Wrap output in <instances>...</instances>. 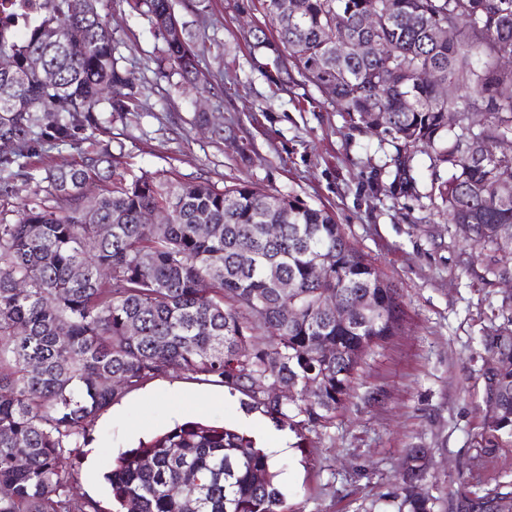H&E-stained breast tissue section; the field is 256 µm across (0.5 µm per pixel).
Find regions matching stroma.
I'll use <instances>...</instances> for the list:
<instances>
[{
    "label": "stroma",
    "mask_w": 512,
    "mask_h": 512,
    "mask_svg": "<svg viewBox=\"0 0 512 512\" xmlns=\"http://www.w3.org/2000/svg\"><path fill=\"white\" fill-rule=\"evenodd\" d=\"M174 8L206 47L194 90L155 74L164 44L149 17L130 13L124 0L103 9L124 65L142 84L143 109L109 116L100 147L126 172L218 188L251 183L326 208L402 304L398 330L364 356L353 398L312 455L296 447L280 457V488L293 512H397L400 464L412 446L434 449L432 492L447 502L460 485L512 479V448L490 457L474 448L493 365L485 340L512 336V263L468 240L431 200L447 169L431 171L420 149L417 195L393 196L388 136L356 127L299 75L276 85L250 35L269 22L250 0H174ZM216 126L223 136L213 134ZM372 391L377 401L368 400ZM193 419L255 436L275 428L260 412H245L223 384L175 371L99 416L75 462V493L109 507L103 475L112 453Z\"/></svg>",
    "instance_id": "35a3bbf8"
}]
</instances>
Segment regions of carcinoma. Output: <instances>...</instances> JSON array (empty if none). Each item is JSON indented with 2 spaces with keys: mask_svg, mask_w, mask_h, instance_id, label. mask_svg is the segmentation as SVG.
<instances>
[{
  "mask_svg": "<svg viewBox=\"0 0 512 512\" xmlns=\"http://www.w3.org/2000/svg\"><path fill=\"white\" fill-rule=\"evenodd\" d=\"M34 19L19 32L0 21V193L37 180L62 206L0 218V512H103L71 489L73 459L89 428L123 394L172 371L224 384L302 441L314 443L353 398L363 356L393 335L403 310L397 289L321 208L245 183L157 181L116 172L106 150L37 174L26 159L42 144L66 145L102 128L103 112H136L141 91L119 64L103 0H12ZM151 18L164 49L162 75L197 80L203 50L192 35L164 37L172 0H125ZM273 33L256 34L267 66L289 75L291 60L309 82L368 130L384 122L393 155L390 189L417 192L414 164L429 147L432 186L442 211L473 241L512 258V157H494L512 138V0H258ZM369 14L376 26L365 25ZM456 24L453 41L430 34ZM346 40L352 49L336 50ZM389 47L387 54L375 50ZM54 75L30 69L31 56ZM467 96L445 98L437 82ZM489 122L463 141L448 129V108ZM112 180V192L88 188ZM168 224H143L149 210ZM110 233L102 235L99 226ZM278 225L273 235L265 225ZM251 238L249 256L237 251ZM327 262L318 275L314 260ZM288 280V295L278 282ZM370 295L377 312L338 322L326 300ZM294 313L288 314V308ZM495 368L486 389L479 456L512 447V337L486 345ZM280 385L292 398L271 396ZM398 512H440L424 489L434 477L429 448H408ZM279 471L257 441L214 423L186 421L121 452L104 474L112 512H293ZM464 512H512V480L460 492Z\"/></svg>",
  "mask_w": 512,
  "mask_h": 512,
  "instance_id": "obj_1",
  "label": "carcinoma"
}]
</instances>
